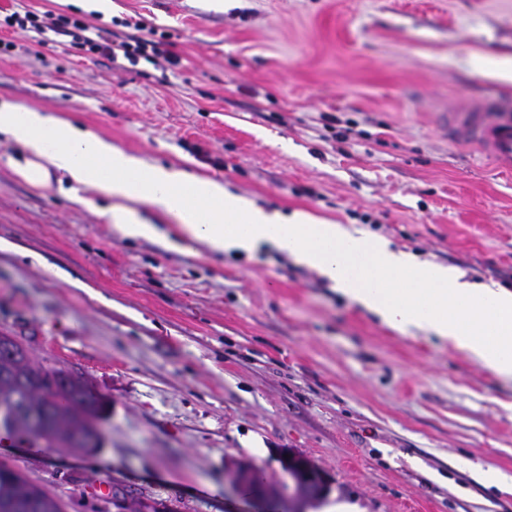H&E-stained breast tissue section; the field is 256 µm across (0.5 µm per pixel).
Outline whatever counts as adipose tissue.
Returning a JSON list of instances; mask_svg holds the SVG:
<instances>
[{
    "instance_id": "ef3b65f1",
    "label": "adipose tissue",
    "mask_w": 512,
    "mask_h": 512,
    "mask_svg": "<svg viewBox=\"0 0 512 512\" xmlns=\"http://www.w3.org/2000/svg\"><path fill=\"white\" fill-rule=\"evenodd\" d=\"M21 145L16 173L36 187L54 177L108 200L99 216L130 237L163 238L138 213L144 203L177 223L191 251L255 254L264 245L318 270L336 290L400 333L451 341L494 374L512 379V292L459 280L448 268L393 250L387 241L332 221L278 217L218 181L146 165L96 131L72 121L0 104V136Z\"/></svg>"
}]
</instances>
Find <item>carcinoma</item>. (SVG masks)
I'll use <instances>...</instances> for the list:
<instances>
[{"label": "carcinoma", "instance_id": "carcinoma-1", "mask_svg": "<svg viewBox=\"0 0 512 512\" xmlns=\"http://www.w3.org/2000/svg\"><path fill=\"white\" fill-rule=\"evenodd\" d=\"M49 373L26 366L0 365V431L40 439L50 448L71 441L74 449L92 452L101 446L96 433H85L90 418H101L102 404L89 387L70 385L72 405L60 406L49 391ZM0 512H63L60 500L7 464H0Z\"/></svg>", "mask_w": 512, "mask_h": 512}]
</instances>
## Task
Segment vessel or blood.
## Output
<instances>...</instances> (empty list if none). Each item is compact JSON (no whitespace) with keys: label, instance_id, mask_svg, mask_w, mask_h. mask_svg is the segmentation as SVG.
Returning a JSON list of instances; mask_svg holds the SVG:
<instances>
[{"label":"vessel or blood","instance_id":"vessel-or-blood-1","mask_svg":"<svg viewBox=\"0 0 512 512\" xmlns=\"http://www.w3.org/2000/svg\"><path fill=\"white\" fill-rule=\"evenodd\" d=\"M452 144H470L503 175H512V101L490 99L441 114Z\"/></svg>","mask_w":512,"mask_h":512}]
</instances>
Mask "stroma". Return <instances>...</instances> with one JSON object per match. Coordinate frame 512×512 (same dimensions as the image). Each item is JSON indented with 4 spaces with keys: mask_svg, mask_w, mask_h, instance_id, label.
<instances>
[{
    "mask_svg": "<svg viewBox=\"0 0 512 512\" xmlns=\"http://www.w3.org/2000/svg\"><path fill=\"white\" fill-rule=\"evenodd\" d=\"M166 36L131 70L56 37L0 31V103L92 128L151 165L222 183L387 240L463 281L512 290V176L448 142L461 94L512 96V0H112ZM0 140V335L86 378L102 446L74 455L16 436L0 463L64 512H115L111 489L176 512H512V381L452 344L397 333L317 270L125 237L107 203L35 188ZM295 449L329 481L320 505L254 497L231 464L285 487ZM499 471L486 485L471 468ZM109 493H101L100 483Z\"/></svg>",
    "mask_w": 512,
    "mask_h": 512,
    "instance_id": "1",
    "label": "stroma"
}]
</instances>
